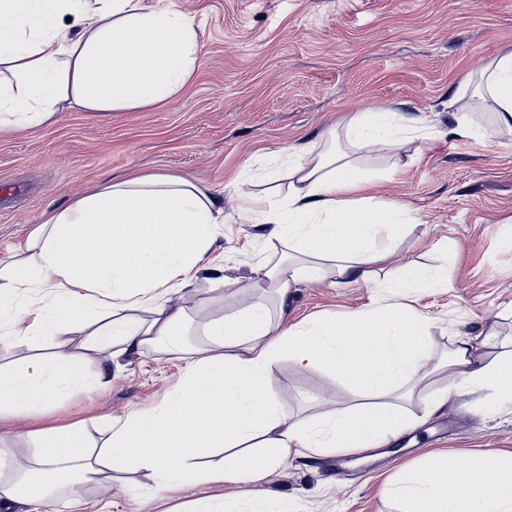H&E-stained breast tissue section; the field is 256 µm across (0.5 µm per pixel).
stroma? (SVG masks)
<instances>
[{
	"mask_svg": "<svg viewBox=\"0 0 512 512\" xmlns=\"http://www.w3.org/2000/svg\"><path fill=\"white\" fill-rule=\"evenodd\" d=\"M192 13L198 27L194 74L176 97L155 106L95 112L60 103L46 124L0 137V262L22 248L41 214L112 178L146 172L199 182L224 204L216 244L224 272L251 276L262 258L265 225L253 223L231 187L247 176L264 194L266 169L285 168L288 149L317 139L355 112L386 105L427 116L437 134L391 152L365 150L378 202L405 206L407 223L391 259L371 287L338 288L333 275L301 286L286 317L295 323L323 313L357 312L385 295L413 261L448 268V285L418 294L431 320L432 390L448 385L446 361L455 341L494 326L479 345L484 361L512 349V134L472 140L453 134L446 103L463 79L512 51V0H143ZM187 334L201 339L210 319L247 306L251 292L224 298L200 283L186 289ZM186 361L169 345L126 355L106 388L80 387L35 417L0 418V446L30 464L23 430L86 424L95 442L100 420L151 407L179 382ZM271 387L300 419L350 406L335 376L292 358L270 372ZM424 398L405 407L418 418L389 449L292 458L260 482L196 484L158 497L143 471H103L77 487L70 512H200L213 502L245 512L254 499L269 512H394L383 485L401 467L432 451L467 459L512 453V409L488 389H465L427 413Z\"/></svg>",
	"mask_w": 512,
	"mask_h": 512,
	"instance_id": "35a3bbf8",
	"label": "stroma"
}]
</instances>
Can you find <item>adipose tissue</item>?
Segmentation results:
<instances>
[{
	"instance_id": "ef3b65f1",
	"label": "adipose tissue",
	"mask_w": 512,
	"mask_h": 512,
	"mask_svg": "<svg viewBox=\"0 0 512 512\" xmlns=\"http://www.w3.org/2000/svg\"><path fill=\"white\" fill-rule=\"evenodd\" d=\"M72 17L79 32L62 26ZM192 15L145 9L142 0H0V135L40 126L60 101L117 112L173 98L197 61ZM475 92L497 129L512 131V52L496 57L475 82L448 99L458 134L487 136L460 102ZM431 120L379 106L351 115L341 130L289 148L288 192L263 209L248 190L237 195L267 225L274 262L246 282L229 281L215 255L224 207L197 184L166 173L110 181L60 209L45 211L24 249L0 266V344L24 345L29 357L0 369V415L33 417L81 386L103 387L111 358L88 372L85 355L66 352L70 335L97 323L101 343L116 354H139L186 333L187 306L171 290L200 279L235 296L255 293L248 306L206 322L200 344L186 348L187 367L157 406L104 424L101 447L85 426L33 428L35 464L8 473L0 450V512L57 498L101 470H143L158 492L205 482H247L271 476L289 457L382 448L418 419L403 400L427 387L431 321L413 297L448 285L447 270L410 262L391 291L366 310L284 325L299 286L322 279L331 263L340 287L372 286L377 264L395 251L405 221L396 205L354 200L369 179L359 152L398 150L428 139ZM148 317H141V310ZM58 351L47 353L46 340ZM292 357L343 382L354 405L321 420L299 421L272 391L269 372ZM448 387L428 404L445 405L467 387L492 390L512 404V352L494 362L476 356L471 339L457 340L447 361ZM210 448L221 464L199 468ZM397 512H512V454L485 452L468 461L445 453L423 456L385 489Z\"/></svg>"
}]
</instances>
